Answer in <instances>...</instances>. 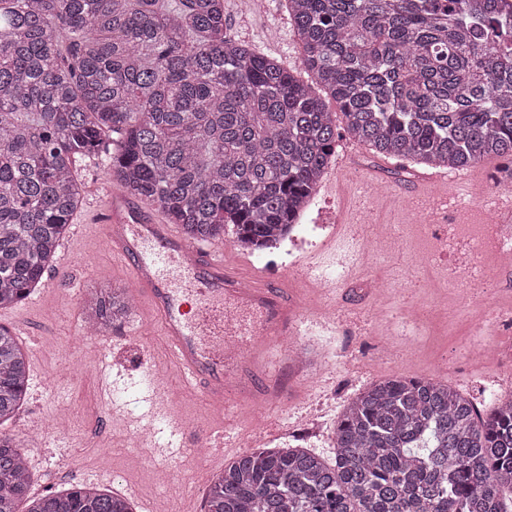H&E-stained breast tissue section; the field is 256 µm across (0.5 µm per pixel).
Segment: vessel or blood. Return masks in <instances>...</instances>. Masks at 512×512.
<instances>
[{
    "label": "vessel or blood",
    "mask_w": 512,
    "mask_h": 512,
    "mask_svg": "<svg viewBox=\"0 0 512 512\" xmlns=\"http://www.w3.org/2000/svg\"><path fill=\"white\" fill-rule=\"evenodd\" d=\"M474 172L431 171L419 178L423 195L473 194ZM501 223L512 222V186L489 206ZM99 222L104 241L132 274L144 324L157 330L182 384L150 382L153 413L190 446L202 438L172 410L175 399L204 397L216 408L232 401L268 406L286 397L284 378L301 361L283 341L299 335L305 316L286 283L244 282L223 249L187 240L119 193L104 202Z\"/></svg>",
    "instance_id": "b4317fda"
}]
</instances>
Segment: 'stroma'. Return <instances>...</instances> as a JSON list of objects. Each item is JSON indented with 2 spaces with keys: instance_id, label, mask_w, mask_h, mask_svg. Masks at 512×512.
<instances>
[{
  "instance_id": "obj_1",
  "label": "stroma",
  "mask_w": 512,
  "mask_h": 512,
  "mask_svg": "<svg viewBox=\"0 0 512 512\" xmlns=\"http://www.w3.org/2000/svg\"><path fill=\"white\" fill-rule=\"evenodd\" d=\"M224 23L231 38L256 46L284 66H298L299 53L285 0H257L246 13L239 11L237 0H224ZM338 144L348 147L347 163L359 174L348 194L316 191L293 241L270 250L265 259L225 244V253L243 275L311 290L315 283L303 275L306 264L313 259L325 265L337 262L347 248L346 239L337 232V222L358 201L368 204L376 223L392 225L398 231L418 224L410 203L419 167L406 160L385 164L365 147L353 145L345 134ZM77 169L85 204L76 219L84 227L79 237H68L63 242L71 266L58 271L62 279L60 296L42 297L34 292L20 304L0 310L1 325L12 328L24 322L21 340L36 356L30 366L29 399L16 418L0 426V431L18 437L32 424L44 422L57 412L68 414L70 429L66 437H52L28 449L32 493L49 490L47 474L58 471L64 475L58 484L62 490L76 483H91L118 494L131 488L136 492L138 508L162 504L167 512H182L190 497L195 512H201L212 470L182 446L172 447L169 453L167 462L177 470L179 479L166 494L144 482L125 449H116L108 470L94 465L95 446L120 437L119 431L111 429L97 436L89 433L92 424L107 417L93 388L103 362H111L112 390L136 424L152 420L146 390L149 374H164L175 388L180 385V377L168 361L161 338L140 335L132 323L112 329L111 341L101 357L94 355L91 344L79 334L77 323L86 288L97 283L125 288L130 276L90 222L99 198L113 186L107 174L108 157L99 154L83 159ZM451 263V257L443 256L431 267L413 266L406 253L396 249L363 271L364 279L385 283L382 297L369 295L357 285L342 284L330 298L336 310L335 331L322 334L318 344L309 345L314 365H333V380L319 384L307 376L289 381L286 400L265 409L261 423L253 422L250 405L233 402L222 413L201 397L180 402L179 415L208 429L222 427L224 442H233L246 431L253 447L274 448L281 445L284 429H295L298 416L315 414L336 422L348 400L380 376L431 377L460 389L478 406L491 405L492 393H512V368L494 361L465 359L464 353L475 339L470 322L462 316L450 323L437 315L435 301L452 282L446 273ZM403 308L418 313V327L399 325L397 316ZM378 342L387 344L388 352H377L374 345Z\"/></svg>"
}]
</instances>
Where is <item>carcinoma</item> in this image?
Listing matches in <instances>:
<instances>
[{
	"label": "carcinoma",
	"instance_id": "cac0c4a2",
	"mask_svg": "<svg viewBox=\"0 0 512 512\" xmlns=\"http://www.w3.org/2000/svg\"><path fill=\"white\" fill-rule=\"evenodd\" d=\"M305 82L224 30V0H0V308L53 265L82 201L77 158L120 135L109 175L195 241L269 248L307 208L339 130L380 157L512 176V18L492 0H287ZM320 87L336 102L331 111ZM126 289L83 300L100 331ZM0 325V424L29 393ZM335 460L256 448L214 474L206 512H512V397L479 411L430 378L382 377L333 429ZM0 433V512H137L90 484L30 494Z\"/></svg>",
	"mask_w": 512,
	"mask_h": 512
}]
</instances>
